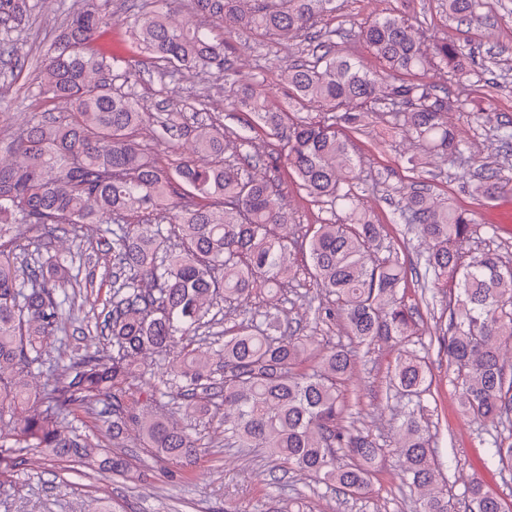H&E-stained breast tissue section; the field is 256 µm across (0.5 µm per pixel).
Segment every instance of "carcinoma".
Segmentation results:
<instances>
[{
    "mask_svg": "<svg viewBox=\"0 0 512 512\" xmlns=\"http://www.w3.org/2000/svg\"><path fill=\"white\" fill-rule=\"evenodd\" d=\"M194 20L132 3L130 28L150 58L164 63L159 79L184 71L226 74L228 34L250 29L277 44L302 34L310 59L281 69L292 99L326 108L317 121L289 119L251 87L235 95L234 109L277 139L278 156L242 154L226 130L203 120L189 128L193 156L171 169L158 165L137 131L150 119L156 137L176 147L178 113L145 111L133 87L140 69L94 49L111 19V0H82L57 43L41 61L40 92L66 109L32 114L0 143V434L18 448H39L102 473L126 475L118 452L129 430L153 458L191 461L201 443L193 422L220 411L224 445L262 448L289 468L353 496L368 488L384 448L346 424V386L360 348L401 347L389 380L400 411L395 447L403 477L417 491L416 512H454L435 462L423 396L430 391L425 357L406 348L419 311L398 297L406 272L398 255H378L379 225L351 193L355 164L339 128L360 129L369 115L455 162L464 145L448 126V101L424 83L402 76L439 61L465 72L463 57L446 38L429 39L401 17L363 30L368 51L384 70L350 60L318 24L334 0H192ZM448 13L469 18L477 0H447ZM28 0H0V29L21 27ZM287 167L307 194L344 213L340 224L303 228L281 202L279 185L251 170ZM501 172L482 164L474 192L496 197ZM406 221L428 242L424 277L453 283L448 327L438 337L453 367L463 412L481 421H512V263L492 252L463 258L474 238L472 214L440 202L430 189L406 194ZM76 224H107L100 245L112 255V297L101 333L112 353L86 352L65 363L52 356L50 337L69 316L76 251L66 260L52 248L57 233ZM51 227L34 253L20 258L18 240ZM302 248L308 275L330 301L318 321L342 323L350 343L315 344L272 311L224 329V343L199 337L219 304L244 302L254 291L276 294L295 272L291 252ZM184 342L155 393L176 406L184 422L137 403L135 381L173 343ZM39 378L30 387L29 378ZM112 433V445L87 430L84 417ZM491 463L512 472V434L487 442ZM465 512H509L479 481L469 486Z\"/></svg>",
    "mask_w": 512,
    "mask_h": 512,
    "instance_id": "carcinoma-1",
    "label": "carcinoma"
}]
</instances>
